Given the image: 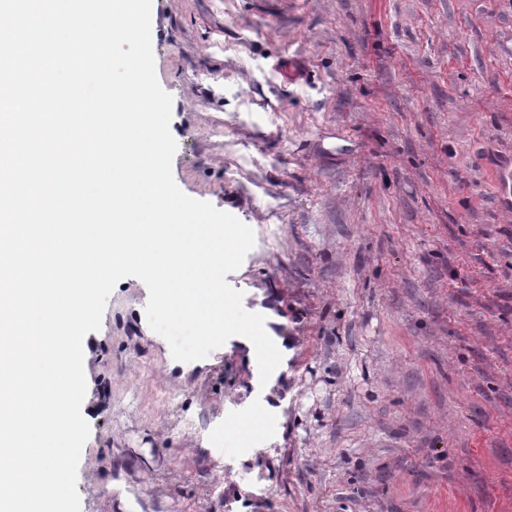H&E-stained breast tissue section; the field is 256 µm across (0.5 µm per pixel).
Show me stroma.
<instances>
[{
    "instance_id": "stroma-1",
    "label": "stroma",
    "mask_w": 512,
    "mask_h": 512,
    "mask_svg": "<svg viewBox=\"0 0 512 512\" xmlns=\"http://www.w3.org/2000/svg\"><path fill=\"white\" fill-rule=\"evenodd\" d=\"M172 173L249 226L226 280L286 339L172 366L120 280L83 362L81 512H512V0H153ZM252 346V370L258 382L257 386L252 388L253 398L252 401L243 408H236L233 411L224 415V423H219L216 428L219 432L224 434V447L232 448L239 442V435L235 430V426L245 423L251 418L259 415L265 407L266 396L263 388L260 387L258 367L255 358V349Z\"/></svg>"
}]
</instances>
